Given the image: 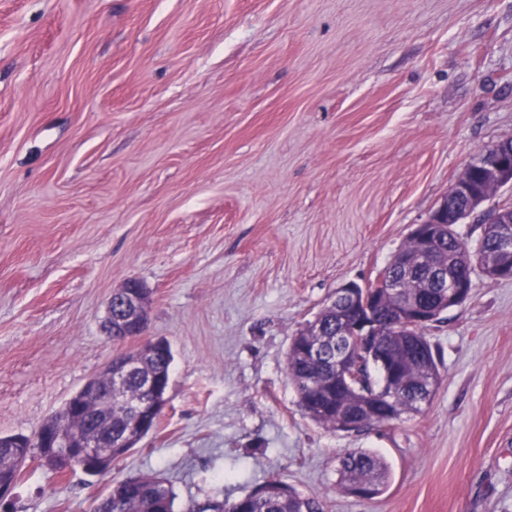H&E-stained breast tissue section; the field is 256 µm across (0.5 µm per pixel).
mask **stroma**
Listing matches in <instances>:
<instances>
[{"instance_id": "obj_1", "label": "stroma", "mask_w": 512, "mask_h": 512, "mask_svg": "<svg viewBox=\"0 0 512 512\" xmlns=\"http://www.w3.org/2000/svg\"><path fill=\"white\" fill-rule=\"evenodd\" d=\"M512 138V0H0V435L34 436L121 350L113 292L171 345L157 429L105 477L27 461L0 512H90L157 475L176 512L277 479L324 512H512V280L475 273L425 335L421 411L332 431L292 336L384 270ZM380 455L346 494L336 456ZM145 293L144 285L135 278L127 279L114 293L113 298L122 304L124 310L122 318L113 320L112 313L115 316L116 309L112 306L111 298V313L106 324V335L112 336L114 343L125 344L136 341V336H128L130 332L138 336L145 335L148 324V316L144 308Z\"/></svg>"}]
</instances>
